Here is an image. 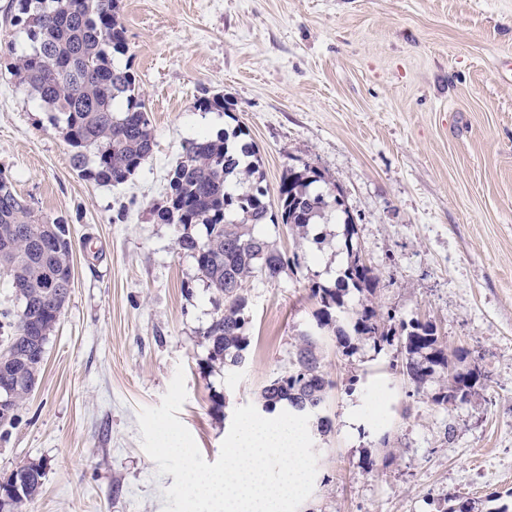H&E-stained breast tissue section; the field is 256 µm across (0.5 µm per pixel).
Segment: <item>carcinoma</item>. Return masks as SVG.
I'll return each instance as SVG.
<instances>
[{"label": "carcinoma", "instance_id": "cac0c4a2", "mask_svg": "<svg viewBox=\"0 0 512 512\" xmlns=\"http://www.w3.org/2000/svg\"><path fill=\"white\" fill-rule=\"evenodd\" d=\"M11 17L29 41V50L16 56L9 70L49 112L72 148L71 161L79 174L97 183L118 186L152 154L151 121L136 76L127 65L114 66L116 56L128 53L126 31L120 21L119 0H16ZM240 127L228 134L207 135L188 141L168 173L163 204L153 208L163 224L182 228L179 250L191 255L217 308L203 333L211 365L241 368L248 347L249 298L244 283L257 276L277 278L285 269L299 266V255L287 256L268 242L244 230L248 224L282 223L298 233L319 220L345 225L341 248L348 261L336 286L314 281L310 298L318 304L317 326H333L336 346L353 351V338H365L378 350L399 346L397 366L415 392L430 384L437 387L430 402L447 412L448 392L461 393L463 402L482 389L485 373L460 347L448 352L437 326L418 318L397 320L396 313L374 305L378 274L354 247V219L336 186L315 191L325 182L316 169L288 168L281 176L276 199H267L261 159L253 142ZM64 219L36 218L34 210L15 193L0 173V268L9 271L18 308L0 315L10 332L0 345L10 348L14 361L0 367V388L9 384L12 400L0 405V427L13 425L21 403L35 386L46 344L33 350L29 336L52 332L73 281L68 268L71 242L62 233ZM205 229L200 238L191 227ZM324 371L319 341L303 333L295 345L288 369L268 381L261 391L262 407L277 406L317 421L320 432L331 431V421L321 415L333 388ZM44 469L24 464L0 481V512H22L39 496Z\"/></svg>", "mask_w": 512, "mask_h": 512}]
</instances>
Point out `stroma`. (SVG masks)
I'll return each instance as SVG.
<instances>
[{"mask_svg":"<svg viewBox=\"0 0 512 512\" xmlns=\"http://www.w3.org/2000/svg\"><path fill=\"white\" fill-rule=\"evenodd\" d=\"M0 0V172L43 220L65 218L74 283L33 393L0 436V478L43 465L23 512H163L173 475L143 450L138 411L176 370L178 413L215 462L236 407L288 367L313 330L308 285H334L343 227L251 231L300 266L246 284L244 367L210 365L216 304L178 229L154 204L184 143L243 127L276 196L288 168L340 186L376 303L479 351L482 390L452 412L392 370L396 348L322 336L335 381L331 433H312L298 512H442L449 499L512 503V0H120L154 136L121 185L78 176L60 129L7 65L26 46ZM223 97L225 111L196 103Z\"/></svg>","mask_w":512,"mask_h":512,"instance_id":"stroma-1","label":"stroma"}]
</instances>
